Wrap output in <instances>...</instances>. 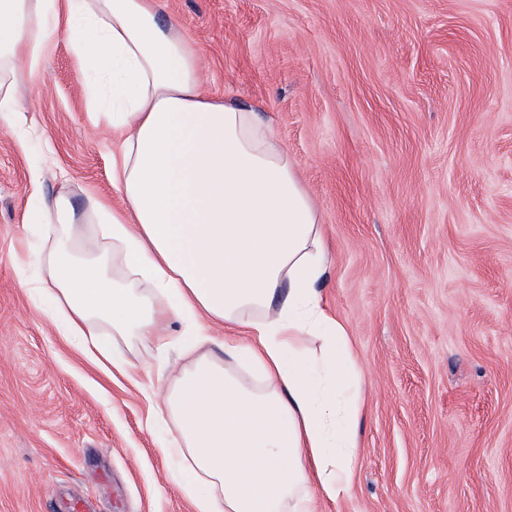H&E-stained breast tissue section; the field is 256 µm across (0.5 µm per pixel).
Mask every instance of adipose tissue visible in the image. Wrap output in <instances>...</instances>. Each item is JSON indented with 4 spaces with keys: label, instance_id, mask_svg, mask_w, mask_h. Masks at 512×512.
Returning <instances> with one entry per match:
<instances>
[{
    "label": "adipose tissue",
    "instance_id": "1",
    "mask_svg": "<svg viewBox=\"0 0 512 512\" xmlns=\"http://www.w3.org/2000/svg\"><path fill=\"white\" fill-rule=\"evenodd\" d=\"M63 31L119 144L120 202L42 203L28 292L103 369L129 367L121 346L152 351L150 418L193 512L349 497L363 373L322 302L325 230L287 147L261 107L202 91L200 50L158 0H0V119L23 117Z\"/></svg>",
    "mask_w": 512,
    "mask_h": 512
}]
</instances>
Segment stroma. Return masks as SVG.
Wrapping results in <instances>:
<instances>
[{"instance_id":"35a3bbf8","label":"stroma","mask_w":512,"mask_h":512,"mask_svg":"<svg viewBox=\"0 0 512 512\" xmlns=\"http://www.w3.org/2000/svg\"><path fill=\"white\" fill-rule=\"evenodd\" d=\"M161 6L205 93L265 108L326 228L368 410L352 492L319 512H512V0ZM84 85L59 35L24 124L0 121V512H192L138 355L106 376L20 286L29 213L113 193Z\"/></svg>"}]
</instances>
